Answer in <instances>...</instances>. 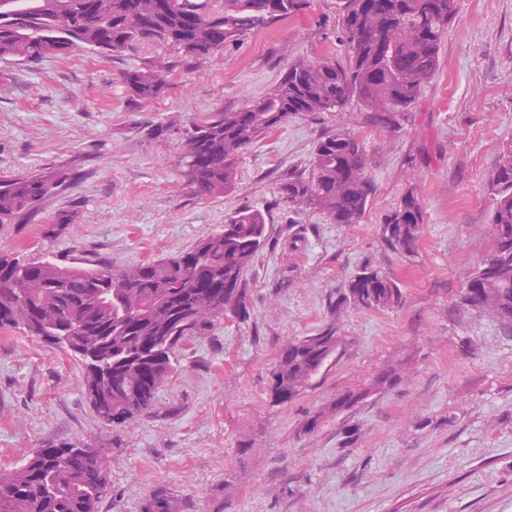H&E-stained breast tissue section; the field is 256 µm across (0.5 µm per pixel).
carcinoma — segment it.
<instances>
[{"label":"carcinoma","instance_id":"cac0c4a2","mask_svg":"<svg viewBox=\"0 0 512 512\" xmlns=\"http://www.w3.org/2000/svg\"><path fill=\"white\" fill-rule=\"evenodd\" d=\"M304 0H0V59L38 64L75 49L120 57L142 41L168 45L158 57L121 72L146 102L167 86L182 62L218 55L224 44L302 10ZM457 18L456 0H340L347 62L298 59L282 79L236 112H206L186 132L187 185L199 197L234 187L240 156L302 112L342 109L353 98L389 128L419 98L439 66L440 44ZM76 180V172L0 175V224H25ZM281 200L319 211L333 224H358L374 186L364 143L345 131L318 138L309 171L280 179ZM495 247L460 295V303L512 327V141L500 150L490 184ZM423 209L414 191L380 225L384 246L416 251ZM268 241L261 210L224 220L188 250L124 270L105 261L75 266L48 258L0 260V328H19L73 354L97 414L125 424L149 412L159 387L179 363V350L242 302L244 273ZM399 283L365 267L347 284L346 303L385 309L402 303ZM336 324L291 341L272 370V394L286 402L306 387L336 351ZM80 442L42 446L20 468L0 473V512H98L106 491L100 451L81 470L64 457Z\"/></svg>","mask_w":512,"mask_h":512}]
</instances>
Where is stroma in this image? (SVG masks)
<instances>
[{
	"mask_svg": "<svg viewBox=\"0 0 512 512\" xmlns=\"http://www.w3.org/2000/svg\"><path fill=\"white\" fill-rule=\"evenodd\" d=\"M457 4L436 74L394 128L354 100L296 115L243 155L234 190L215 197H197L182 176L186 129L260 98L295 59L344 61L338 0H308L179 66L144 103L120 73L171 48L0 61V173L78 172L30 223L0 224V256L128 268L191 247L243 208L260 209L269 233L244 275V312L192 337L132 423L97 415L70 352L0 329V470L72 441L108 462L99 512H144L158 494L173 512H512V332L456 304L494 247L487 188L512 140V0ZM336 129L364 142L375 185L357 224L280 200L281 175L306 170L315 141ZM410 191L424 224L416 254L399 255L379 227ZM61 214L71 222L57 223ZM367 265L399 281L400 306H337ZM331 321L340 343L326 366L272 402L281 349ZM353 392L363 400L341 406Z\"/></svg>",
	"mask_w": 512,
	"mask_h": 512,
	"instance_id": "1",
	"label": "stroma"
}]
</instances>
